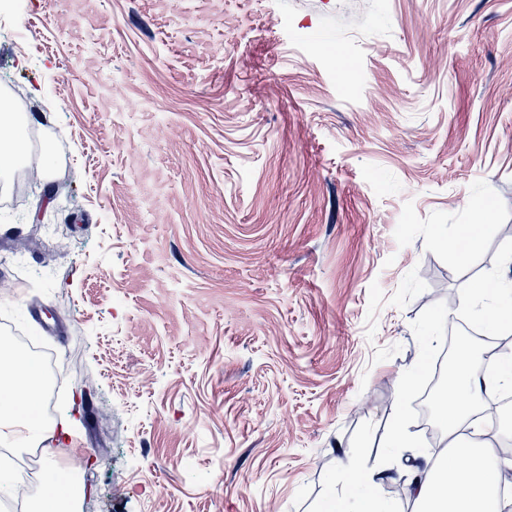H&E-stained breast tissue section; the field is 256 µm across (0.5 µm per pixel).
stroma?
<instances>
[{"label":"stroma","mask_w":512,"mask_h":512,"mask_svg":"<svg viewBox=\"0 0 512 512\" xmlns=\"http://www.w3.org/2000/svg\"><path fill=\"white\" fill-rule=\"evenodd\" d=\"M1 82L51 175L0 216V317L61 375L80 512H317L441 459L428 322L512 281V0H28ZM359 465L346 467L344 484L349 492L333 494L325 500L322 512H388L379 494L380 475Z\"/></svg>","instance_id":"1"}]
</instances>
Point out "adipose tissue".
<instances>
[{
    "instance_id": "ef3b65f1",
    "label": "adipose tissue",
    "mask_w": 512,
    "mask_h": 512,
    "mask_svg": "<svg viewBox=\"0 0 512 512\" xmlns=\"http://www.w3.org/2000/svg\"><path fill=\"white\" fill-rule=\"evenodd\" d=\"M503 288L485 285L463 290L461 304L485 317L496 331L512 332V304L502 302ZM0 341V444L27 447L37 437L51 439L53 426L43 424L39 406L44 375L38 364L7 355ZM512 380V356L503 357L496 373L480 372L470 356H462L448 382L445 428L451 454L440 466L409 479L405 492L421 504L422 512H512V497L501 492L502 478L512 460H502L485 442L464 436L482 392ZM345 492L325 500L322 512H385L379 494L380 475L359 465L345 471Z\"/></svg>"
}]
</instances>
